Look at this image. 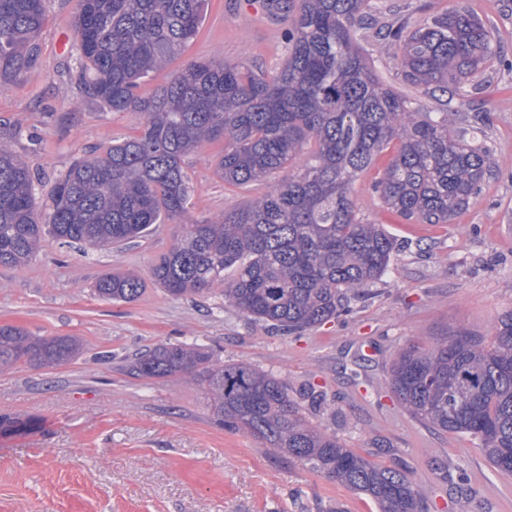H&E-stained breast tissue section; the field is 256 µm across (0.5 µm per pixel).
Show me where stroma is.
I'll list each match as a JSON object with an SVG mask.
<instances>
[{"label": "stroma", "mask_w": 512, "mask_h": 512, "mask_svg": "<svg viewBox=\"0 0 512 512\" xmlns=\"http://www.w3.org/2000/svg\"><path fill=\"white\" fill-rule=\"evenodd\" d=\"M253 0H209L188 46L143 83L150 94L199 59L238 63L271 75L288 58V23L251 11ZM378 22L415 25L454 0H370ZM499 35L502 64L466 100L422 97L463 113L454 135L481 125L492 172L450 224H415L382 206L371 186L393 152L376 156L353 192L362 214L401 243L388 272L351 314L285 335L225 304L223 286L176 298L151 284V269L181 224L214 219L263 195L267 184L232 188L215 171L221 143L185 160L193 193L181 220L109 250L48 241L24 268L0 267V325L38 336H75L74 361L0 372V416L25 428L0 431V512H378L325 476L303 470L243 431L216 426L202 386L188 378L147 379L127 370L159 343L202 345L224 363H246L288 385L301 415L346 447L406 472L429 512H512V475L495 468L470 437L429 428L392 394L388 371L406 346L436 342L454 327L491 340L512 310V0H463ZM39 62L0 90V143L39 176L45 204L71 162L134 134L141 118L112 112L77 85L76 0H47ZM146 283L139 298H98L105 273ZM323 400L311 398V391ZM466 482H459V473Z\"/></svg>", "instance_id": "obj_1"}]
</instances>
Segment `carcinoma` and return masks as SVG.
Segmentation results:
<instances>
[{"label":"carcinoma","mask_w":512,"mask_h":512,"mask_svg":"<svg viewBox=\"0 0 512 512\" xmlns=\"http://www.w3.org/2000/svg\"><path fill=\"white\" fill-rule=\"evenodd\" d=\"M285 15L284 67L265 76L242 64L195 60L153 93L141 85L194 38L207 0H77L79 87L112 112H137L136 134L75 160L54 183L50 204L34 202L26 163L0 144V267L21 269L48 239L107 249L187 211L185 158L222 142L216 174L243 188L299 160L273 190L218 219L182 225L152 266L172 296H202L224 284V302L256 323L299 334L350 312L351 300L386 274L397 240L360 215L352 185L397 142L372 190L419 224H450L491 172L490 149L449 132L455 112H425L382 80L361 43L369 0H262ZM45 0H0V88L37 65ZM399 49L404 85L461 96L478 89L498 55L493 31L457 4L412 27L386 26ZM145 283L107 273L102 300H136ZM73 336H33L0 325V371L18 364L61 366L75 359ZM130 371L151 379L191 377L215 422L245 431L302 469L370 498L379 512H426L406 473L344 447L304 423L288 385L246 363L225 364L195 346L159 344ZM389 385L416 419L470 436L488 462L512 474V310L493 341L447 331L431 347L411 345L390 367Z\"/></svg>","instance_id":"obj_1"}]
</instances>
